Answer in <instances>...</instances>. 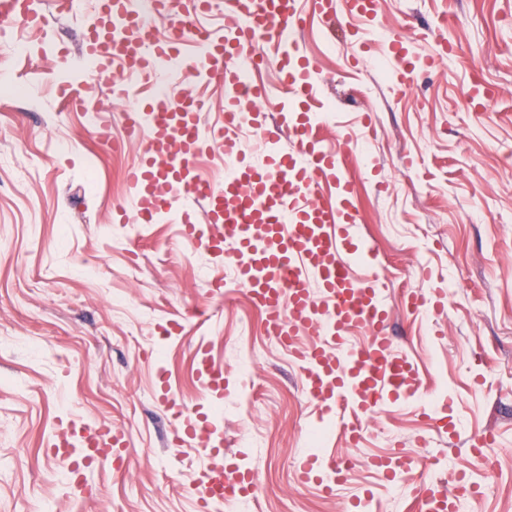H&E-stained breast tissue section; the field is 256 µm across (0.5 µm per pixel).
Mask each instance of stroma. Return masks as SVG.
Instances as JSON below:
<instances>
[{
  "label": "stroma",
  "instance_id": "35a3bbf8",
  "mask_svg": "<svg viewBox=\"0 0 512 512\" xmlns=\"http://www.w3.org/2000/svg\"><path fill=\"white\" fill-rule=\"evenodd\" d=\"M30 3L37 22L0 32V70L21 90L0 100V512H198L189 486L205 460L198 442L172 439L182 413L206 416L225 462L253 471L254 497L232 512H348L367 489L373 512H419L415 472L389 484L368 464L396 453L434 458L436 481L475 469L483 491L459 512H512V0H378L373 30L437 59L409 88L385 41L364 48L362 19L344 9L300 34L315 59L311 110L333 108L316 138L352 185V261L374 263L394 352L415 372L414 393L362 415L354 446L319 418L302 367L265 334L230 263L180 224H139L126 172L145 141L111 153L62 109L85 102L121 134L164 70L122 93L110 68L85 82L90 19ZM261 81L262 125L243 139L257 165L283 100L273 66ZM477 82L494 91L479 108ZM195 96L207 101L201 126L220 125L221 81L180 71L166 105ZM430 283L441 311H407L405 293ZM205 355L224 368L214 393L197 371ZM71 419L111 423L128 467L96 463L76 491L47 451ZM317 428L323 448L352 459L330 496L296 477ZM488 432L490 464L473 466L466 441Z\"/></svg>",
  "mask_w": 512,
  "mask_h": 512
}]
</instances>
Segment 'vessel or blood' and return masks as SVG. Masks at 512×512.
I'll list each match as a JSON object with an SVG mask.
<instances>
[{"instance_id": "b4317fda", "label": "vessel or blood", "mask_w": 512, "mask_h": 512, "mask_svg": "<svg viewBox=\"0 0 512 512\" xmlns=\"http://www.w3.org/2000/svg\"><path fill=\"white\" fill-rule=\"evenodd\" d=\"M97 15L87 46L105 63H113L121 50L135 71L175 61L200 80L211 79L216 64L224 66L221 126L202 131L201 105L195 99L180 112L155 106L148 112L126 113V140L147 142L127 174L141 221L177 217L181 196L202 200L211 223L224 234L207 235L188 224L186 236L226 253L240 284L261 311L268 334L291 346L293 358L302 364L305 391L321 413L332 415L340 405L363 414L386 406L410 380L404 358L391 351V314L381 302L379 278L369 270L354 273L347 261L357 250L351 232L355 206L339 156L312 139L311 115L298 109L300 99L313 92L312 63L297 39L306 21L302 0H224L223 34L200 38L186 29L163 41L147 38L149 24L137 0H97ZM187 42L192 45L188 54L182 51ZM269 44L280 50L281 83L295 90L284 106L295 115L289 126L295 146L288 149L278 140L266 139L268 160L255 166L240 152L235 134L256 121L254 113L242 109V102L259 101L264 90L243 84L238 61L250 45L257 48L254 61H264ZM207 141L224 146L228 170L220 186L190 173L196 151ZM331 178L341 191L335 205L325 206L319 201L320 186ZM355 330L365 333V342L345 347L346 336ZM303 334L319 337V344L299 347ZM122 444V435L111 424L71 420L60 427L50 452L67 460L72 474L78 475L106 457L122 463V456L115 453ZM206 453L211 463L192 487L198 507L209 506L219 496L231 503L252 494L248 467L225 464L215 446H207ZM345 469L335 455L311 456L300 463L299 478L306 483L321 480L329 494ZM474 491L460 475L446 483L422 484V512H456L459 501Z\"/></svg>"}]
</instances>
